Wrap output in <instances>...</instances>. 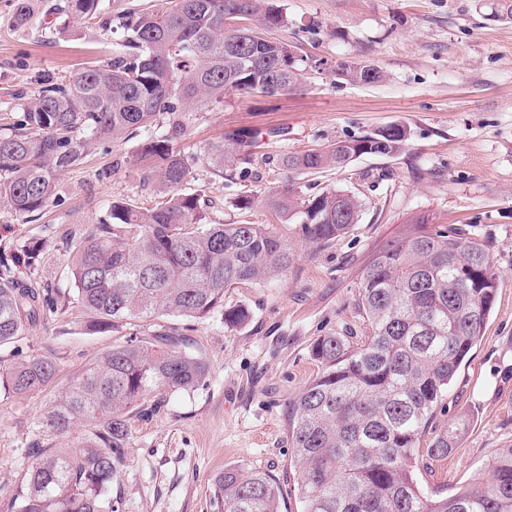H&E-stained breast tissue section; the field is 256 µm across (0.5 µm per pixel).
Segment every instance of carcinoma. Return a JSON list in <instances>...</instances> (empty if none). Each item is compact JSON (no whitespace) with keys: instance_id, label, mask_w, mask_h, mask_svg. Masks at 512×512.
<instances>
[{"instance_id":"carcinoma-1","label":"carcinoma","mask_w":512,"mask_h":512,"mask_svg":"<svg viewBox=\"0 0 512 512\" xmlns=\"http://www.w3.org/2000/svg\"><path fill=\"white\" fill-rule=\"evenodd\" d=\"M101 0H64L68 17L94 18ZM35 0H14L17 27L30 25ZM258 25L227 27L234 18ZM288 20L268 0H172L159 15L128 11L107 20L123 38L112 61L57 83L47 80L21 116L0 128V206L20 216L42 212L58 176L79 166L98 140L124 139L161 114L213 110L232 92L286 95L301 87L305 64L288 61V44L264 31ZM187 126L175 117L143 148L142 185L158 196L152 207L127 198L74 249L76 301L90 334L131 319L163 314L219 315L227 327L249 319L243 306H224L239 284L287 273L295 254L264 224H207L200 198L181 192L191 174L173 143ZM247 141L231 138L222 163ZM406 138L381 132L289 154L292 173L344 169L363 155L391 156ZM265 205L300 219L306 244L318 248L358 222L359 200L338 188L303 197L291 185L272 189ZM37 246L0 254V348L57 302L37 286ZM498 278L487 245L451 230L407 224L360 270L357 306L370 325L357 348L334 334L320 336L311 356L322 371L297 396L288 420V446L298 475L301 512H512V447L503 448L488 478L451 495L421 491L419 459L448 457L463 433L462 418L431 437L428 423L470 350L481 340ZM57 365L45 356L0 364V388L27 394L48 386ZM208 377L204 361L183 352L168 334L132 337L88 365L45 408L40 428L64 434L78 421L97 428L75 450L32 446L35 462L17 490L18 512H101L103 498L126 465L133 418L159 405L149 395L194 389ZM215 512H279L281 489L268 475L231 466L211 482Z\"/></svg>"}]
</instances>
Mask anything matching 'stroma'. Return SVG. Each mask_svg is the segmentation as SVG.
<instances>
[{
  "mask_svg": "<svg viewBox=\"0 0 512 512\" xmlns=\"http://www.w3.org/2000/svg\"><path fill=\"white\" fill-rule=\"evenodd\" d=\"M42 0L33 22L18 29L13 0H0V127L16 121L25 96L47 77L65 79L112 57L120 33L101 34L94 21L63 20ZM286 27L271 37L297 54L321 60L288 95L232 93L214 110L185 115L178 146L195 156L183 189L198 194L209 224H264L295 252L282 277L224 293L250 320L229 328L211 316L163 315L89 334L75 301L71 253L102 219L112 200L154 203L141 188L142 144L165 134L167 117L132 137L96 143L83 163L58 180L57 197L34 220L0 207V251L42 246L39 284L52 288L55 312L27 327L0 360L55 357L59 371L42 391L0 390V512L33 463L36 441L78 449L96 429L79 422L43 437L45 404L87 364L129 338L171 331L182 349L209 368L190 391H165L161 405L134 421L128 458L106 500L114 512H213L210 486L224 468L243 465L280 486L279 512H300L286 440L291 404L321 372L313 341L336 334L359 343L367 325L355 306L360 268L394 240L404 224L425 219L485 242L499 288L482 339L462 362L430 422L438 430L467 416L447 458L421 461L425 492H455L487 476L500 448L512 445V20L494 18V0H275ZM344 60L378 65L377 84L336 78ZM408 132L405 150L390 158L364 155L343 171L289 174L281 158L391 126ZM250 137L249 147L218 166L210 154L225 137ZM292 182L301 195L341 188L357 196V224L336 240L309 247L297 221L267 209L265 191ZM253 204L238 208L240 197Z\"/></svg>",
  "mask_w": 512,
  "mask_h": 512,
  "instance_id": "obj_1",
  "label": "stroma"
}]
</instances>
